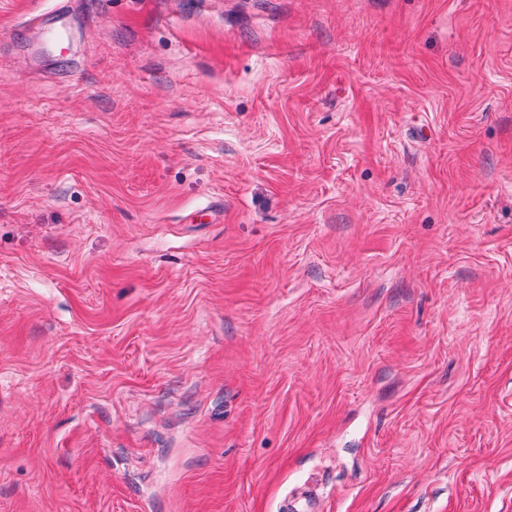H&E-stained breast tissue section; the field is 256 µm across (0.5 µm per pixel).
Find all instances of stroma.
I'll return each mask as SVG.
<instances>
[{
	"label": "stroma",
	"mask_w": 512,
	"mask_h": 512,
	"mask_svg": "<svg viewBox=\"0 0 512 512\" xmlns=\"http://www.w3.org/2000/svg\"><path fill=\"white\" fill-rule=\"evenodd\" d=\"M512 512V0H0V512ZM318 495L316 485L313 482L309 483L300 496L285 498L278 510L280 512H318L319 509L313 507Z\"/></svg>",
	"instance_id": "35a3bbf8"
}]
</instances>
